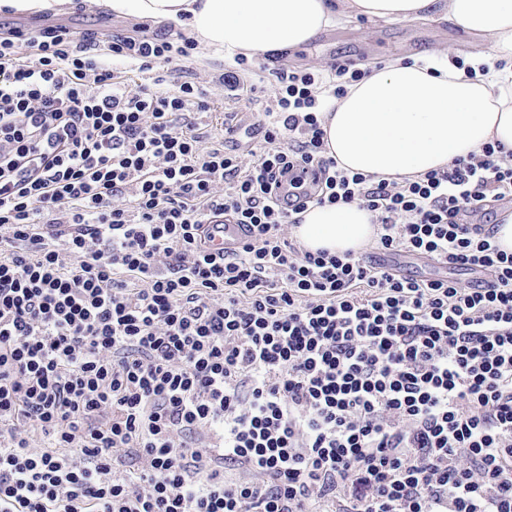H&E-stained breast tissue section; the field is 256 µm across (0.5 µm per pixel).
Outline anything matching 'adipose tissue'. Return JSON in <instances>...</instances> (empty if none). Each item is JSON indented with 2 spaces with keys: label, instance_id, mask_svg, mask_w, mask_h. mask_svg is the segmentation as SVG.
Returning a JSON list of instances; mask_svg holds the SVG:
<instances>
[{
  "label": "adipose tissue",
  "instance_id": "ef3b65f1",
  "mask_svg": "<svg viewBox=\"0 0 512 512\" xmlns=\"http://www.w3.org/2000/svg\"><path fill=\"white\" fill-rule=\"evenodd\" d=\"M118 16L185 28L229 55L278 53L357 18L444 19L483 38L469 76L447 54L431 62L393 59L348 86L322 114L328 156L353 172L402 180L447 168L497 142L512 150V0H104ZM293 234L304 249L342 255L376 235L356 203L314 205Z\"/></svg>",
  "mask_w": 512,
  "mask_h": 512
}]
</instances>
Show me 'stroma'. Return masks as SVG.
<instances>
[{
  "mask_svg": "<svg viewBox=\"0 0 512 512\" xmlns=\"http://www.w3.org/2000/svg\"><path fill=\"white\" fill-rule=\"evenodd\" d=\"M50 21L102 33L129 29L135 24L134 19L112 14L103 0H84L80 9L51 15ZM483 47L481 37L464 34L445 20L371 23L361 18L326 29L307 45L285 52L279 63L288 68L324 69L335 61L356 58L371 67L396 58L427 56L441 49L469 52ZM187 65L191 69V81L207 91L210 110L201 120L216 138L224 133L228 113H235L242 123L251 121L255 106L248 100L249 87L260 91L270 88L265 72L256 68L244 75V89L239 97L228 96L221 77L233 68L234 61L206 47L188 60Z\"/></svg>",
  "mask_w": 512,
  "mask_h": 512,
  "instance_id": "1",
  "label": "stroma"
}]
</instances>
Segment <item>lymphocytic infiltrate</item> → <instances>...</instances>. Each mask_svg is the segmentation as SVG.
<instances>
[{
    "mask_svg": "<svg viewBox=\"0 0 512 512\" xmlns=\"http://www.w3.org/2000/svg\"><path fill=\"white\" fill-rule=\"evenodd\" d=\"M103 47L145 72L199 44L0 29V512H512V253L459 219L512 195L501 146L417 179L339 168L320 113L364 77L346 61L270 69L214 144L203 88L129 87ZM352 202L378 250L490 282L288 241ZM218 211L247 237L216 255Z\"/></svg>",
    "mask_w": 512,
    "mask_h": 512,
    "instance_id": "f902f5d3",
    "label": "lymphocytic infiltrate"
}]
</instances>
